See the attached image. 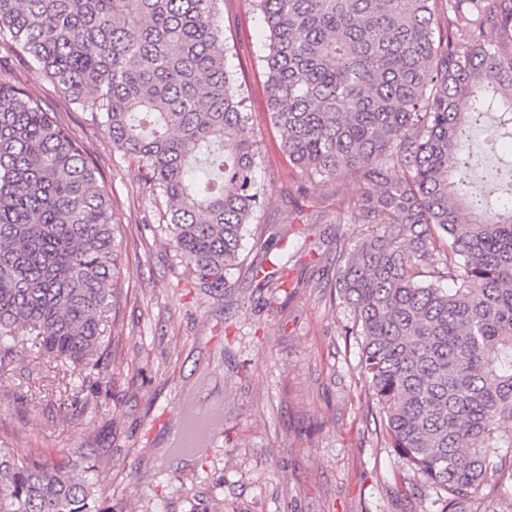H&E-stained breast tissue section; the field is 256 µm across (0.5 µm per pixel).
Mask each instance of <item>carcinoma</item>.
I'll return each instance as SVG.
<instances>
[{"instance_id":"1","label":"carcinoma","mask_w":512,"mask_h":512,"mask_svg":"<svg viewBox=\"0 0 512 512\" xmlns=\"http://www.w3.org/2000/svg\"><path fill=\"white\" fill-rule=\"evenodd\" d=\"M221 0H0V35L105 126L165 204L169 242L222 288L266 203ZM267 31L266 108L304 183L330 188L334 289L388 447L440 512H512V187L469 195L466 129L512 144V0H248ZM101 174L57 113L0 81V361L28 337L93 369L122 279ZM446 279L450 288L438 282ZM0 512H98L63 467L0 448Z\"/></svg>"}]
</instances>
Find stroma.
Here are the masks:
<instances>
[{"label": "stroma", "instance_id": "1", "mask_svg": "<svg viewBox=\"0 0 512 512\" xmlns=\"http://www.w3.org/2000/svg\"><path fill=\"white\" fill-rule=\"evenodd\" d=\"M227 63L249 97L267 201L224 288L191 284L166 240L165 206L136 178L138 161L0 37V79L57 112L98 167L123 225L124 277L107 314L112 340L96 370L31 344L0 363V445L68 468L101 512H438L437 496L401 465L359 374L353 320L334 298L336 245L362 226L336 221L324 187L302 184L265 110L262 19L222 0ZM470 190L494 189L497 159L470 131ZM304 197L309 222L289 221ZM318 242V254L304 243ZM271 254L283 288L252 266ZM222 403L224 423L190 463L160 453L187 398Z\"/></svg>", "mask_w": 512, "mask_h": 512}]
</instances>
